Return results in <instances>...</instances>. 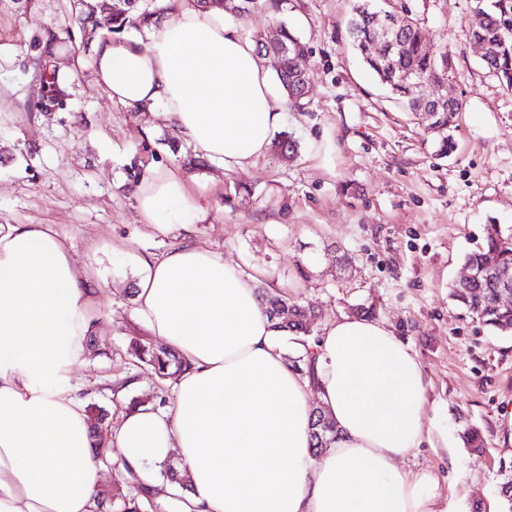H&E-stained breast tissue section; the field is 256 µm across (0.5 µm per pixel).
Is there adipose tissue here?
Returning a JSON list of instances; mask_svg holds the SVG:
<instances>
[{
	"label": "adipose tissue",
	"mask_w": 512,
	"mask_h": 512,
	"mask_svg": "<svg viewBox=\"0 0 512 512\" xmlns=\"http://www.w3.org/2000/svg\"><path fill=\"white\" fill-rule=\"evenodd\" d=\"M134 37H98L96 82L112 100L155 108L177 137L225 170L268 151L284 100L252 39L196 0H169ZM134 198L167 235L207 218L185 178L153 170ZM138 310L152 336L191 364L170 406L123 410L112 462L160 484L177 458L180 512H433L428 471L402 469L424 432L426 379L383 320L339 316L314 344L313 375L290 368L254 275L186 241L146 261ZM104 290L49 224H0V512H95L102 467L71 371L83 362ZM336 440L314 452L311 396Z\"/></svg>",
	"instance_id": "adipose-tissue-1"
}]
</instances>
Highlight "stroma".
<instances>
[{"mask_svg":"<svg viewBox=\"0 0 512 512\" xmlns=\"http://www.w3.org/2000/svg\"><path fill=\"white\" fill-rule=\"evenodd\" d=\"M473 0H390L430 41L447 46L448 78L414 86L413 96L447 95L463 104L450 130L454 149L438 154L434 135L365 67L345 31L348 0H285L258 9L242 25L249 37L276 38L287 23L310 47L300 66L309 77L304 109H285L281 131L301 143L282 164L263 156L244 171L221 166L185 171L204 193L205 223L174 234L139 220L126 189L143 139L134 112L113 102L90 67L92 49L65 52L71 70L66 109L47 120L30 109L38 92L34 48L43 27L69 24L77 0H0V224H51L71 255L105 287L93 342L72 381L89 406L110 419L114 380L132 377L124 399L158 403L156 375L134 367L130 340L148 336L130 299L142 260L183 241H200L225 261L259 275L262 286L288 290L313 308L318 325L372 305L416 352L427 380L425 430L404 469L433 472L436 512H504L500 486L512 475V336L472 320L450 296L464 256L484 244L486 226L512 230V91L481 64L466 36ZM336 146L329 161L316 147ZM38 153L31 161L29 146ZM247 186L253 196L235 195ZM348 254V265L338 257ZM478 428L481 454L460 438Z\"/></svg>","mask_w":512,"mask_h":512,"instance_id":"obj_1","label":"stroma"}]
</instances>
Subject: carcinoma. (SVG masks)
<instances>
[{
  "mask_svg": "<svg viewBox=\"0 0 512 512\" xmlns=\"http://www.w3.org/2000/svg\"><path fill=\"white\" fill-rule=\"evenodd\" d=\"M131 7L123 6L110 14H103V0H86L72 23L57 33L45 30L42 44L45 56L54 52L56 45L63 41L75 43L107 24L114 34H121L131 27H140L163 14L162 0H133ZM486 9L482 23L469 28L468 37L485 36L490 39V49L484 66L506 89L512 91V0H485ZM384 10L373 7L371 0H350L348 35L353 48L361 55L366 67L380 83L391 93L401 98L409 111L418 112L426 123V129L439 137V151L448 155L453 148L449 134L452 119L461 111L462 104L457 99L436 100L428 106L420 107L405 85L401 74L418 78L425 82L438 83L448 73L449 53L446 48H436L423 35L417 23L409 18L394 35L397 43L395 54L387 49L375 55L371 53V44L378 39V30L383 22ZM257 52L264 60L273 58L276 62L275 73L288 100L296 109L304 106L300 90L307 86V76L297 66L300 56L309 52L307 44L288 26L280 25L279 38L274 41L256 40ZM39 91L32 109L42 115L47 114L45 105L55 103L58 107L66 104L68 93L58 87L55 72L42 65L38 71ZM149 139H143L144 152L150 157L139 159L130 167L128 180L135 186L145 175L149 161L157 159V153L146 146ZM273 155L282 162H290L298 157L299 144L289 134H283L274 140L271 146ZM464 263L479 276L468 281H458L452 286L451 296L472 318L485 327L503 336L512 335V307L498 304V282L486 277L483 272L499 267L512 268V232L504 234L495 224L487 227L485 244L464 256ZM265 310L273 322V328L292 333L302 338L304 352L297 354L289 362L300 372L311 368L312 351L309 346L313 327L308 318L311 311L288 298V293L261 292ZM128 354L133 366H148L154 370L160 384L162 396L158 406L169 403L171 386L178 376L189 367L173 351L166 347H155L143 339L132 341ZM336 438V425L320 409L314 410L312 423L313 448L319 452L328 447ZM129 492L117 490L112 497L102 496L97 500L98 512H166V505L159 500L158 492L151 490L133 479L127 482Z\"/></svg>",
  "mask_w": 512,
  "mask_h": 512,
  "instance_id": "carcinoma-1",
  "label": "carcinoma"
}]
</instances>
